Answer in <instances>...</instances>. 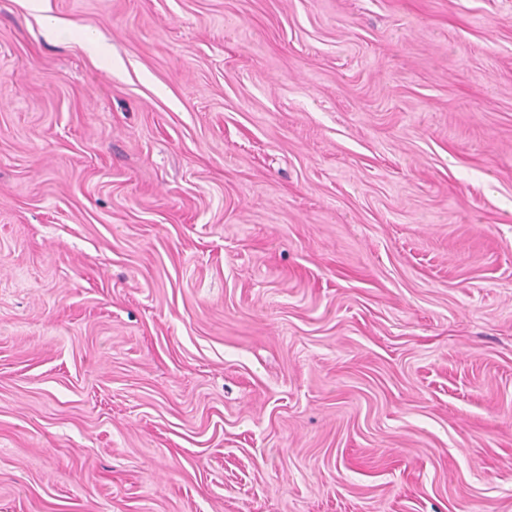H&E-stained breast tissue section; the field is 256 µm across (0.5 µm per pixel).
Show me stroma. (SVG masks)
<instances>
[{
	"instance_id": "1",
	"label": "stroma",
	"mask_w": 512,
	"mask_h": 512,
	"mask_svg": "<svg viewBox=\"0 0 512 512\" xmlns=\"http://www.w3.org/2000/svg\"><path fill=\"white\" fill-rule=\"evenodd\" d=\"M0 512H512V0H0Z\"/></svg>"
}]
</instances>
